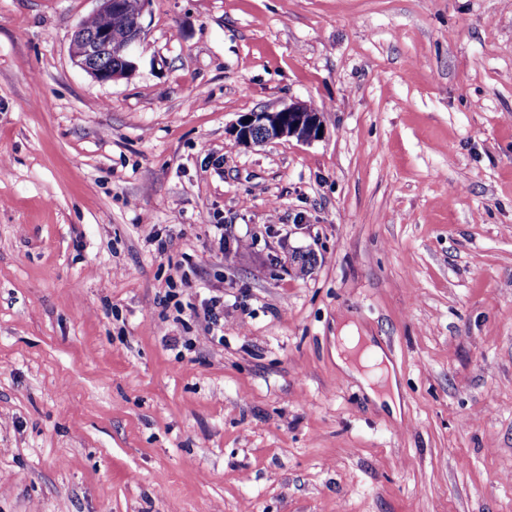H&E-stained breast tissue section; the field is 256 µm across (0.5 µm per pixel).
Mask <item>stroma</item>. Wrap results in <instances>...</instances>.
<instances>
[{"mask_svg": "<svg viewBox=\"0 0 512 512\" xmlns=\"http://www.w3.org/2000/svg\"><path fill=\"white\" fill-rule=\"evenodd\" d=\"M98 7L0 0V512H512V0H151L107 83ZM98 1L101 5L96 13L108 15L111 23L109 24L108 18L104 16H94L83 21L80 25L87 29H98L109 25L92 32H86L79 26L72 38L71 56L76 65L96 80L109 82L125 78L136 71L135 49L143 40L142 17L151 0ZM113 13L117 15H112ZM118 14H132V24L120 30L113 29L112 27L123 23L124 18ZM116 41L120 42L123 48L121 44L114 43ZM108 58L112 63L105 65L104 61ZM121 61H123L122 67H112V65L118 66ZM320 127L323 124L319 112L305 104L292 103L276 110L263 109L240 115L233 133L241 145H261L284 138L308 143L321 137ZM201 309L207 335H210L211 339L217 337L219 341L223 340V334L219 335V333H223L224 328V300L219 296L203 299ZM336 346L333 348V356L341 370L359 380L368 394L377 401L384 400L389 403L395 412L394 404L398 406V390L393 365L385 355L382 348L372 341V337L358 336L357 328L352 323L341 325L337 329ZM363 342L366 344L364 352L358 360L353 357V350ZM386 362L382 372L384 385L377 386L371 378L364 374L360 368L373 364ZM394 398V402L392 400Z\"/></svg>", "mask_w": 512, "mask_h": 512, "instance_id": "1", "label": "stroma"}]
</instances>
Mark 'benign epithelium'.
I'll use <instances>...</instances> for the list:
<instances>
[{
	"label": "benign epithelium",
	"instance_id": "7a95c632",
	"mask_svg": "<svg viewBox=\"0 0 512 512\" xmlns=\"http://www.w3.org/2000/svg\"><path fill=\"white\" fill-rule=\"evenodd\" d=\"M99 14H130L131 25L116 30L108 25L86 32L77 28L71 44V56L96 80L109 82L125 78L137 69L136 47L144 36L142 17L151 0H100ZM119 42L124 49L123 65L114 68L105 64L112 58V43ZM322 120L320 113L305 104L292 103L280 109L247 112L238 118L233 128L237 143L261 145L275 140L295 138L301 142L319 139Z\"/></svg>",
	"mask_w": 512,
	"mask_h": 512
}]
</instances>
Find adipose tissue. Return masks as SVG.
I'll use <instances>...</instances> for the list:
<instances>
[{"instance_id":"ef3b65f1","label":"adipose tissue","mask_w":512,"mask_h":512,"mask_svg":"<svg viewBox=\"0 0 512 512\" xmlns=\"http://www.w3.org/2000/svg\"><path fill=\"white\" fill-rule=\"evenodd\" d=\"M333 356L341 370L359 380L375 400L388 402L397 396L394 369L386 365L384 351L374 342H362L355 325L340 326Z\"/></svg>"}]
</instances>
